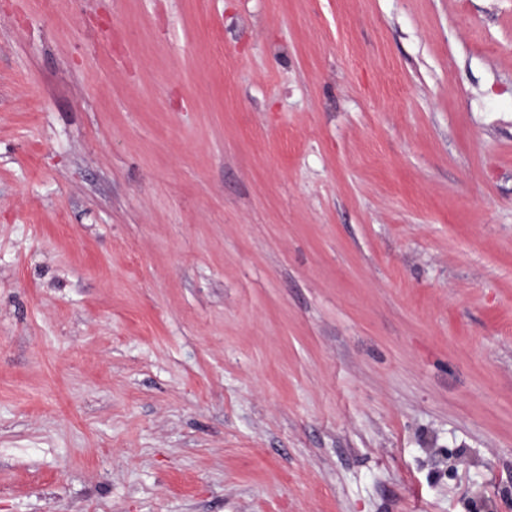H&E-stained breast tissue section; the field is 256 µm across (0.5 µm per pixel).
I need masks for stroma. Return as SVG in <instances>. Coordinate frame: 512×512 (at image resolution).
Masks as SVG:
<instances>
[{"label":"stroma","mask_w":512,"mask_h":512,"mask_svg":"<svg viewBox=\"0 0 512 512\" xmlns=\"http://www.w3.org/2000/svg\"><path fill=\"white\" fill-rule=\"evenodd\" d=\"M0 512H512V0H0Z\"/></svg>","instance_id":"35a3bbf8"}]
</instances>
